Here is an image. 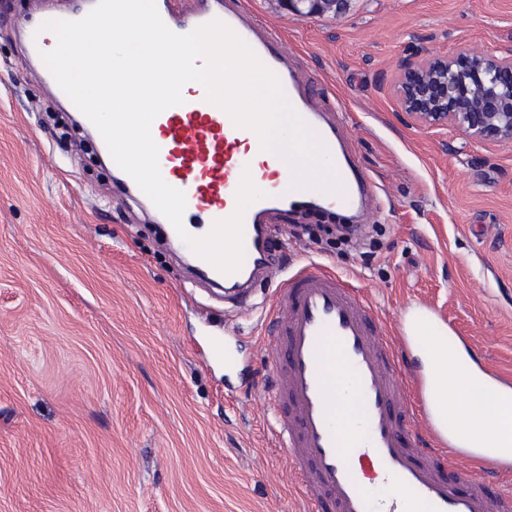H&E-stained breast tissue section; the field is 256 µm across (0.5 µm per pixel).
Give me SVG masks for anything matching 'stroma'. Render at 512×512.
I'll return each instance as SVG.
<instances>
[{
  "label": "stroma",
  "mask_w": 512,
  "mask_h": 512,
  "mask_svg": "<svg viewBox=\"0 0 512 512\" xmlns=\"http://www.w3.org/2000/svg\"><path fill=\"white\" fill-rule=\"evenodd\" d=\"M0 21V512H306L270 425L258 310L226 308L166 225L113 197L112 168L81 130L60 136L52 91L25 69L27 15ZM283 30L379 191L370 257L279 245L360 288L387 324L435 310L512 378V143L425 129L392 84L415 51L512 49V0H351L340 19Z\"/></svg>",
  "instance_id": "stroma-1"
}]
</instances>
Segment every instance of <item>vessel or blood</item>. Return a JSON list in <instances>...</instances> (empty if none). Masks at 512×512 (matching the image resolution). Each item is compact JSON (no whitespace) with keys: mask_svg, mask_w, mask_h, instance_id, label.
<instances>
[{"mask_svg":"<svg viewBox=\"0 0 512 512\" xmlns=\"http://www.w3.org/2000/svg\"><path fill=\"white\" fill-rule=\"evenodd\" d=\"M165 24L187 34L221 20L246 41L279 79L285 97L317 135L334 166L341 193L294 186L282 166L248 151L254 132L236 127L205 99L199 85L182 90L183 104L152 123L164 180L184 191V224H213L236 208L238 175L250 169L266 185L243 217L245 256L232 274L196 259L199 277L249 299L251 282L271 274L270 219L296 208H362L373 190L326 113L311 108L310 91L290 61L282 32L249 17L242 0H155ZM31 22L24 54L38 80L66 111L75 106L41 59L48 42ZM264 320L276 368L271 396L275 432L298 473L309 512H512V492L488 485L512 477V460L490 458L460 444L433 408L426 380L407 361L411 328L389 334L355 286L331 269L305 265L280 277Z\"/></svg>","mask_w":512,"mask_h":512,"instance_id":"b4317fda","label":"vessel or blood"}]
</instances>
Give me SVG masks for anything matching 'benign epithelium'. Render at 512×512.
Here are the masks:
<instances>
[{
	"label": "benign epithelium",
	"instance_id": "benign-epithelium-1",
	"mask_svg": "<svg viewBox=\"0 0 512 512\" xmlns=\"http://www.w3.org/2000/svg\"><path fill=\"white\" fill-rule=\"evenodd\" d=\"M349 0H285L296 19L340 16ZM399 109L423 128L454 127L482 143L512 142V53H413L394 77Z\"/></svg>",
	"mask_w": 512,
	"mask_h": 512
}]
</instances>
